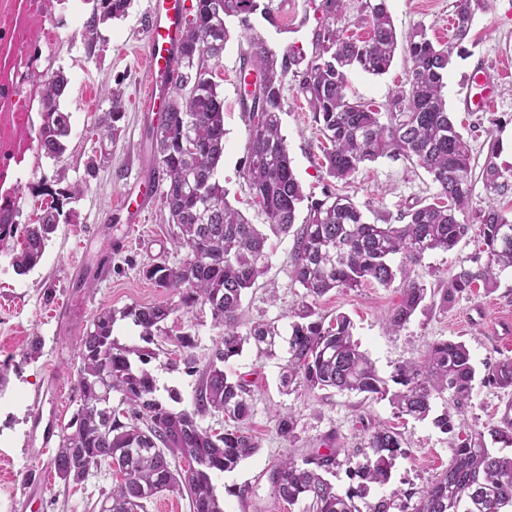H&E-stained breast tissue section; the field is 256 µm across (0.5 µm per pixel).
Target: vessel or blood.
I'll use <instances>...</instances> for the list:
<instances>
[{
    "instance_id": "1",
    "label": "vessel or blood",
    "mask_w": 512,
    "mask_h": 512,
    "mask_svg": "<svg viewBox=\"0 0 512 512\" xmlns=\"http://www.w3.org/2000/svg\"><path fill=\"white\" fill-rule=\"evenodd\" d=\"M151 23L149 40L144 59L149 80L145 96L140 101L142 111L154 112L163 101L170 85V79L176 71L178 49L182 41L180 0H150ZM512 77V71L498 70L495 79H486L483 75H474L472 84L483 87L482 96L466 92L467 110H487L496 104V88L499 81Z\"/></svg>"
}]
</instances>
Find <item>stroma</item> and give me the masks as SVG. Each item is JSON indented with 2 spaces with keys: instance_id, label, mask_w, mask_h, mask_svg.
<instances>
[{
  "instance_id": "stroma-1",
  "label": "stroma",
  "mask_w": 512,
  "mask_h": 512,
  "mask_svg": "<svg viewBox=\"0 0 512 512\" xmlns=\"http://www.w3.org/2000/svg\"><path fill=\"white\" fill-rule=\"evenodd\" d=\"M272 18L255 17L268 45L276 52L300 46L310 48L312 35L322 19L321 0H264ZM149 0H132L127 14L101 27L95 51H88L79 34L80 23L90 10L88 0H55L45 17L52 37L28 48L32 67L23 85L30 104L27 112L10 116L9 139L22 142L21 152L0 153V195L16 200L15 221L33 223L48 203L37 193V184L56 186L57 172L66 184H82V194L66 200L70 223L60 224L47 243L40 263L24 275L16 274L10 258L0 253V368L7 383L0 387V512H97L103 491L117 474L108 467L91 470L84 482L64 487L50 468L55 444H43L36 424L60 429L78 408L79 359L75 342L93 313L110 307L177 304L166 327L173 336L194 339L192 353L198 370L204 369L220 330L206 306L183 308L179 296L156 287L145 276L154 262L177 265L187 255L175 241L174 227L160 221L161 191L153 183L155 162L151 134L158 117L136 111L132 105L148 80L144 58L148 42ZM472 24L461 46H454L451 32L455 0H388L397 34L423 24L433 40L453 44V64L448 70L445 95L458 130L472 148L473 205L495 206L512 216V191L487 194L482 172L487 161L499 169H512V81L498 89L494 110L467 112L461 88L464 80L499 65L512 66V0H472ZM247 43L238 25H231L224 53L212 71L224 99V156L217 178L228 202L241 210L250 223L262 226L266 217L252 202L245 178L250 123L240 102L237 83L240 54ZM408 67L404 50H397L388 72L372 76L352 72L350 98L388 109L396 90L404 86ZM63 71L69 85L61 108L70 115L68 149L61 159L40 153L35 142L23 140V132H36L41 122L38 88L43 76ZM120 86L126 103L116 140L101 137L96 119L110 107L104 90ZM288 82L280 114L281 131L297 180L305 195L321 197L334 185L326 173L322 137L312 112ZM95 109H88V99ZM353 198L369 223L394 224L411 206L432 201L437 186L422 168L405 160L380 158L361 164L347 184L339 186ZM148 194L138 223H130L119 202ZM293 236L272 238L273 253L266 274L245 294L240 311V332L255 322L275 323L281 337L274 354L248 344L225 366L232 376L248 380L251 414L249 426L259 448L234 471L219 474L214 484L225 512H302L273 493L269 481L273 465L288 456H302L326 442H334L352 461L363 458L360 418L393 427L403 439L405 453L392 469L388 485L372 489V498L391 490L422 488L447 467L453 452L451 435L433 423L434 416L452 410L449 398L435 399L432 416L416 420L397 416L389 400L333 390L309 391L294 385L283 388L281 378L288 365V337L296 312L310 304L316 316L343 313L353 323V337L367 353L382 377H390L404 361L419 357L436 340L461 342L468 348L478 372L504 357H512V270L498 274L494 288L462 294L441 307V291L460 267L472 266L478 250L473 239L461 241L449 251L428 253L411 271L427 290L423 304L398 334H388L386 318L398 303L402 279L390 287L368 285L354 291L333 290L306 301L293 278ZM166 355L151 361L159 391L178 390L181 406H192L198 381L185 367L169 370ZM512 409V386L494 388L474 381L472 397L460 413L466 433L488 432L502 426ZM292 412L297 419L294 438L283 437L277 427L279 414Z\"/></svg>"
}]
</instances>
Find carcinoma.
<instances>
[{
    "instance_id": "cac0c4a2",
    "label": "carcinoma",
    "mask_w": 512,
    "mask_h": 512,
    "mask_svg": "<svg viewBox=\"0 0 512 512\" xmlns=\"http://www.w3.org/2000/svg\"><path fill=\"white\" fill-rule=\"evenodd\" d=\"M131 0H90L81 35L96 46L99 27L127 13ZM344 0H322L323 21L314 31L311 55L289 48L282 55L272 50L253 23L261 16L271 21L263 0H195L177 59V74L165 104L164 119L154 133V157L162 198L167 209L163 223L178 229L176 239L187 249L177 266L150 265L146 277L160 288L179 295V305L209 307L214 326L222 329L205 371L194 389V409L176 410L178 392L168 390L160 399L156 379L147 368L157 358L149 345L171 341L183 349L180 359L192 369L194 358L185 350L194 346L189 336L172 338L163 328L173 314L168 305H134L120 311H96L75 348L79 405L58 434L52 465L64 485L79 484L90 470L104 465L121 475L112 490L102 494L98 512H146L159 493L185 495L191 512H224L213 484L218 472H231L255 454L259 445L247 427L250 404L247 384L232 379L224 365L242 353L244 345L273 352L280 332L273 323L258 322L246 334L238 331L242 298L268 270L272 249L268 234H288L296 210L304 201L281 134L280 112L288 75L298 78L297 92L304 97L319 123L326 149L327 174L346 181L365 161L402 157L429 173L438 192L434 201L419 203L401 215L400 224L365 222L359 207L342 193L327 191L310 201L305 224L296 231L294 277L305 297L318 298L333 289L355 290L368 284L389 286L395 279L392 259L402 258L404 286L399 303L387 318V330L403 329L426 298V288L410 277L411 267L434 250L449 251L470 233L482 240L485 263L461 268L442 290L446 308L456 294L495 286L496 271L512 268V220L494 207L475 210L471 219L458 214L472 203L471 149L448 115L443 93L451 50L429 38L418 24L397 35L387 0H365L370 33L355 39L336 28ZM455 39L467 36L472 11L470 0H456ZM238 21L246 34L248 50L240 57L239 76L260 78L252 103L263 109L260 124L251 126L247 142L246 179L270 233L249 223L226 200L216 172L224 156V100L212 79V63L220 60L230 37L229 24ZM410 61L406 87L389 104V122L380 120L379 108L347 96L348 73L371 75L388 71L398 45ZM307 62L301 72L295 67ZM68 84L62 71L48 74L39 90L42 122L35 132L37 149L54 160L66 151L70 115L59 98ZM111 103L98 118L100 135L116 139L124 113L123 92H107ZM484 185L489 194L512 190V170H500L488 161ZM81 192L76 184L53 197L54 206L37 224L14 221V201L0 199V251L9 250L18 275L42 259L46 241L57 231L64 215L63 200ZM308 305L296 314L288 339V374L284 387L298 382L310 390L334 389L339 393L389 398L401 415L424 420L434 398L449 393L457 406L470 400L476 368L465 344L438 340L423 357L399 365L385 380L368 355L353 340L348 316L312 319ZM129 319L141 328L144 346L122 344L113 336L117 320ZM399 386L392 392L389 383ZM490 386H512V358L505 357L488 370ZM121 394L125 408L107 405L112 393ZM211 411L237 422L224 432L203 428L197 417ZM444 433L455 434L462 423L444 411L434 418ZM365 462L354 467L340 459L341 450L328 445L300 460L287 457L271 470L269 480L277 498L289 505L304 503L303 512H506L512 508V456L493 454L482 434L468 435L454 446L448 467L422 489H394L374 502L371 489L387 485L394 460L405 454L400 433L382 425L363 426ZM347 466L352 484L339 492L327 479Z\"/></svg>"
}]
</instances>
